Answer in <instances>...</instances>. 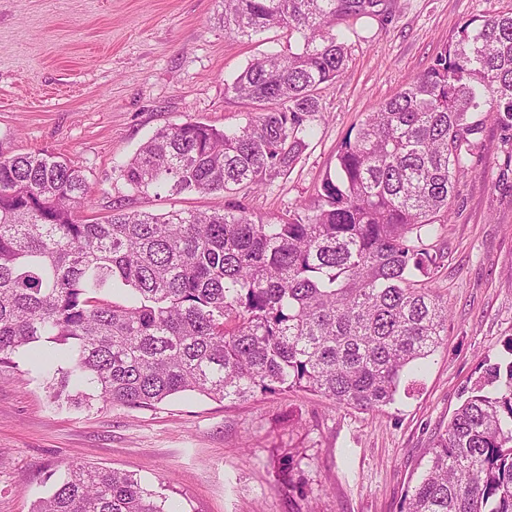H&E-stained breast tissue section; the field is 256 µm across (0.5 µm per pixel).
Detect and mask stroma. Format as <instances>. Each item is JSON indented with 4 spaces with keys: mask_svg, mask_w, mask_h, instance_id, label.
Masks as SVG:
<instances>
[{
    "mask_svg": "<svg viewBox=\"0 0 512 512\" xmlns=\"http://www.w3.org/2000/svg\"><path fill=\"white\" fill-rule=\"evenodd\" d=\"M385 19L349 35L344 74L321 96L315 135L288 176L238 199L255 217L314 203L345 139L426 71L464 24L512 0H386ZM220 0H0V153L48 151L80 167L88 215L111 208L220 210L224 196L143 195L120 169L156 130L186 121L239 127L224 85L275 33L225 32ZM496 126L430 239L448 332L425 376L380 412L303 391L238 402L196 394L152 407L54 401L20 352L0 365V512H32L77 463L136 473L167 512H402L404 497L487 365L512 342V167Z\"/></svg>",
    "mask_w": 512,
    "mask_h": 512,
    "instance_id": "stroma-1",
    "label": "stroma"
}]
</instances>
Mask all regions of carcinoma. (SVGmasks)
Wrapping results in <instances>:
<instances>
[{
  "mask_svg": "<svg viewBox=\"0 0 512 512\" xmlns=\"http://www.w3.org/2000/svg\"><path fill=\"white\" fill-rule=\"evenodd\" d=\"M381 0H222L224 31L288 32L224 91L242 127L158 129L121 170L140 193L260 190L308 148L346 33ZM512 132V11L465 24L435 63L367 114L319 203L254 220L221 211L79 219L83 171L48 152L0 153V363L42 342L41 364L82 400L150 407L183 392L230 402L302 390L379 412L448 330L425 240L449 222L488 122ZM33 512H165L127 471L72 466ZM403 512H512V360L471 388L436 437Z\"/></svg>",
  "mask_w": 512,
  "mask_h": 512,
  "instance_id": "obj_1",
  "label": "carcinoma"
}]
</instances>
